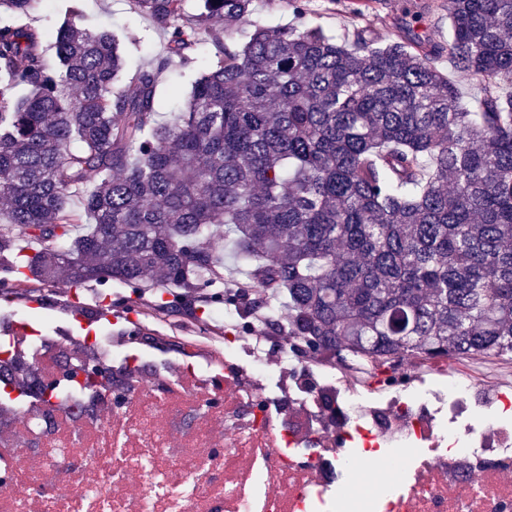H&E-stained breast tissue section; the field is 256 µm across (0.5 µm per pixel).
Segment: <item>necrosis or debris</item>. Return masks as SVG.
I'll use <instances>...</instances> for the list:
<instances>
[{"label":"necrosis or debris","instance_id":"obj_1","mask_svg":"<svg viewBox=\"0 0 512 512\" xmlns=\"http://www.w3.org/2000/svg\"><path fill=\"white\" fill-rule=\"evenodd\" d=\"M263 331L226 306L221 367L176 343L165 368L130 336H16L0 325V377L44 349L50 394L0 400V512H512V396L476 397L458 356L339 358ZM110 388L66 377L69 363ZM477 424L463 433L457 414Z\"/></svg>","mask_w":512,"mask_h":512}]
</instances>
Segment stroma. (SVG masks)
Wrapping results in <instances>:
<instances>
[{"instance_id":"stroma-1","label":"stroma","mask_w":512,"mask_h":512,"mask_svg":"<svg viewBox=\"0 0 512 512\" xmlns=\"http://www.w3.org/2000/svg\"><path fill=\"white\" fill-rule=\"evenodd\" d=\"M306 22L322 26L328 33L343 35L356 27L369 28L382 41L405 40L413 33L426 31L440 38L448 34V13L440 0H356L360 12L352 14L342 0H305ZM77 5L80 25L105 24L119 36H128L126 71L134 73L143 63L163 52L164 33L152 29L148 20L138 17L132 0H46L36 14V23L54 29L67 21L69 5ZM210 59L208 45H199L196 61L188 67L172 65L161 74L157 89V107L163 116L180 111L191 89L192 80ZM156 290L138 294L135 289L116 282L94 281L74 286L57 281L54 291L32 286L25 294L0 296V317L31 314L32 327L57 323L83 336L108 331L134 319L146 323L152 336H202L206 341L224 333V315L213 304H196L194 311L179 310L152 314Z\"/></svg>"}]
</instances>
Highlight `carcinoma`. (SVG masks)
Segmentation results:
<instances>
[{"instance_id":"cac0c4a2","label":"carcinoma","mask_w":512,"mask_h":512,"mask_svg":"<svg viewBox=\"0 0 512 512\" xmlns=\"http://www.w3.org/2000/svg\"><path fill=\"white\" fill-rule=\"evenodd\" d=\"M42 2L0 0V291L62 270L202 292L222 239L234 287L284 298L313 349L512 357V0H444L448 38L386 44L305 24L299 0L274 27L254 0H134L168 40L129 88L111 31L50 36ZM202 42L206 72L159 119V72ZM444 58L479 78L475 103Z\"/></svg>"}]
</instances>
